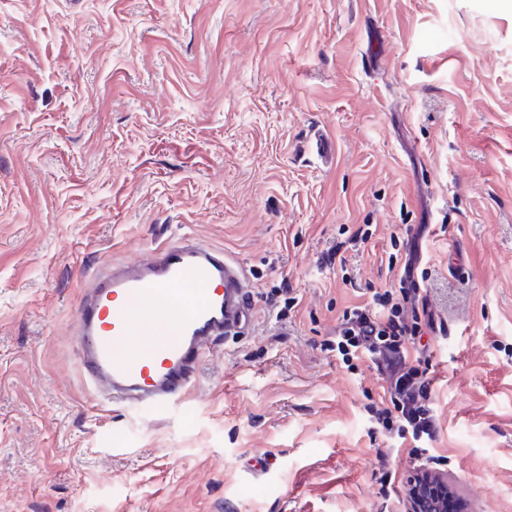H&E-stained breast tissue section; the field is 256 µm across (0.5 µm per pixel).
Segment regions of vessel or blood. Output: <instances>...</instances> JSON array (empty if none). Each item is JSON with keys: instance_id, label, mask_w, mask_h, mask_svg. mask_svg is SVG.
Returning <instances> with one entry per match:
<instances>
[{"instance_id": "vessel-or-blood-1", "label": "vessel or blood", "mask_w": 512, "mask_h": 512, "mask_svg": "<svg viewBox=\"0 0 512 512\" xmlns=\"http://www.w3.org/2000/svg\"><path fill=\"white\" fill-rule=\"evenodd\" d=\"M365 43L366 65L382 63L381 31L369 30ZM131 297L141 302L145 315L175 313L174 344L147 358L131 351L116 354L118 341L135 325L125 307ZM250 318L240 266L205 242L171 239L145 260L112 266L87 286L75 320L82 372L94 387L111 386L113 397L157 409L189 392L213 340L239 334Z\"/></svg>"}]
</instances>
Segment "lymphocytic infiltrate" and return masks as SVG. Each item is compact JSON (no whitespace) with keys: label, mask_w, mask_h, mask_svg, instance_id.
<instances>
[{"label":"lymphocytic infiltrate","mask_w":512,"mask_h":512,"mask_svg":"<svg viewBox=\"0 0 512 512\" xmlns=\"http://www.w3.org/2000/svg\"><path fill=\"white\" fill-rule=\"evenodd\" d=\"M421 262L419 254H407L398 285L371 289L368 301L346 308L335 337L326 343L345 364L365 358L383 376V399L366 404L365 410L371 432L408 448L413 474L407 500L411 503L449 493L436 474L441 463L430 450L438 420L430 399L428 347L422 339L442 326L420 284Z\"/></svg>","instance_id":"obj_1"}]
</instances>
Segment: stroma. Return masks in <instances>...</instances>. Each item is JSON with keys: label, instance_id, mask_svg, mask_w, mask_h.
Returning a JSON list of instances; mask_svg holds the SVG:
<instances>
[{"label": "stroma", "instance_id": "obj_1", "mask_svg": "<svg viewBox=\"0 0 512 512\" xmlns=\"http://www.w3.org/2000/svg\"><path fill=\"white\" fill-rule=\"evenodd\" d=\"M409 230L447 326L433 453L463 512H512V0H0V512H383L384 382L324 344ZM183 234L241 265L250 327L180 400L113 403L81 287ZM366 50L364 52L363 60L366 66L377 64L379 66L383 63L385 58V38L379 30H369L366 35Z\"/></svg>", "mask_w": 512, "mask_h": 512}]
</instances>
